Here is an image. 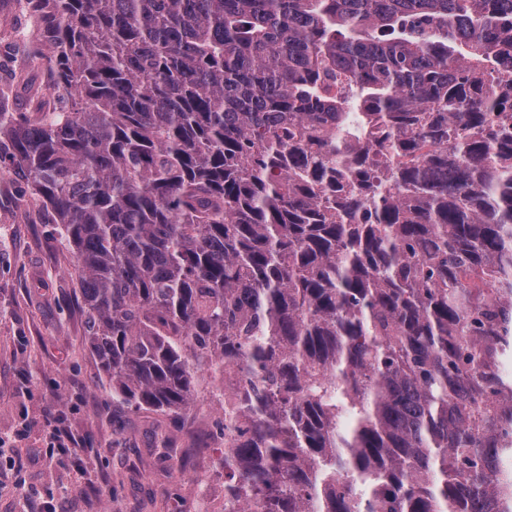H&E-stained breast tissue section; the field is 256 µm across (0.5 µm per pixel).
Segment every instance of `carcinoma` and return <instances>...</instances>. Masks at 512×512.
<instances>
[{
  "instance_id": "1",
  "label": "carcinoma",
  "mask_w": 512,
  "mask_h": 512,
  "mask_svg": "<svg viewBox=\"0 0 512 512\" xmlns=\"http://www.w3.org/2000/svg\"><path fill=\"white\" fill-rule=\"evenodd\" d=\"M21 2L112 399L234 372L224 512H512V0Z\"/></svg>"
}]
</instances>
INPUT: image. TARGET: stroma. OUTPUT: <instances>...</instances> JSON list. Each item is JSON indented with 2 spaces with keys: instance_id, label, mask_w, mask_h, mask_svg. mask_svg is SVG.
<instances>
[{
  "instance_id": "35a3bbf8",
  "label": "stroma",
  "mask_w": 512,
  "mask_h": 512,
  "mask_svg": "<svg viewBox=\"0 0 512 512\" xmlns=\"http://www.w3.org/2000/svg\"><path fill=\"white\" fill-rule=\"evenodd\" d=\"M15 3L0 0V102L27 112L43 75L26 66L37 40L13 35ZM84 336L73 257L0 162V512H195L201 485L222 512L223 408L199 399L175 420L113 402ZM79 456L93 462L80 483Z\"/></svg>"
}]
</instances>
